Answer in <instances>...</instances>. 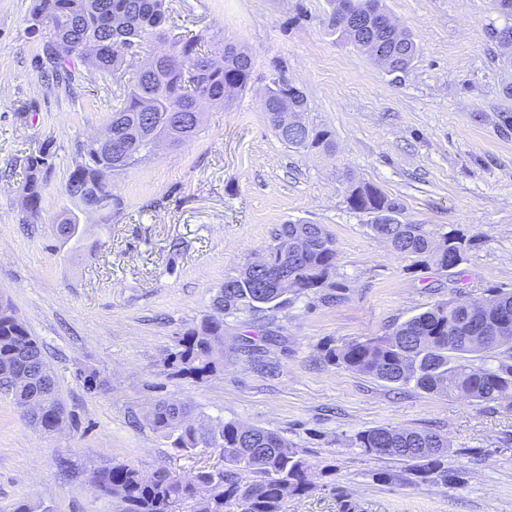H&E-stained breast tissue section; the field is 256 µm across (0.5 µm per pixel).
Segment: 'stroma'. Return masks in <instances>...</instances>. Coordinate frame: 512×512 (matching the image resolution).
<instances>
[{
    "mask_svg": "<svg viewBox=\"0 0 512 512\" xmlns=\"http://www.w3.org/2000/svg\"><path fill=\"white\" fill-rule=\"evenodd\" d=\"M33 0H0V302L42 345L71 415L47 436L0 395V512L19 501L53 512H122L98 498L93 471L119 461L143 474H189L221 463L208 448L174 455L136 426L158 400L189 404L201 419L278 431L308 453L312 489L285 498L282 512H512V410L459 394H427L325 362L326 345L386 333L435 301L512 288V62L490 37L502 18L489 0H385L419 53L402 75L339 41L328 0H166L170 34L190 32L216 47L233 42L254 61L248 89L229 108L203 104L198 134L162 146L116 179L122 198L108 224L82 218L63 241L55 219L76 141L106 128L112 93L130 75L86 74L85 95L47 91L28 36ZM279 65L307 97L310 122L331 131L333 154L283 144L261 109L260 90ZM57 157L34 225L20 223L25 161L43 141ZM398 199L400 221L433 238L460 229L467 261L448 277L398 254L349 209L348 180ZM321 224L335 240V304L300 298L276 312L277 338L259 323L227 319L219 370L199 381L166 364L183 331L213 314L225 279L265 254L278 225ZM263 345L271 373L254 368L244 340ZM93 369L100 389L77 372ZM376 426L446 436L463 487L378 480L400 461L350 447ZM71 461L60 473L58 458Z\"/></svg>",
    "mask_w": 512,
    "mask_h": 512,
    "instance_id": "1",
    "label": "stroma"
}]
</instances>
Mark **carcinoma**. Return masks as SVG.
<instances>
[{"label":"carcinoma","mask_w":512,"mask_h":512,"mask_svg":"<svg viewBox=\"0 0 512 512\" xmlns=\"http://www.w3.org/2000/svg\"><path fill=\"white\" fill-rule=\"evenodd\" d=\"M330 5L328 24L338 37L372 57L386 72L403 73L413 64L418 45L408 31L394 25L365 33L350 29L336 22L344 0H330ZM496 11L505 19L498 31H508L512 42V0H497ZM31 17L27 31L41 39L39 67L46 70L54 88L72 91L80 84L77 60L102 75L131 67L130 56L137 48L158 60L152 81L134 76L115 95L108 126L112 142H126L127 148L107 155L88 140L75 143L76 160L64 192L76 210H64L57 220L59 236L66 241L79 236V212L109 221L112 207L119 203L113 193L115 177L144 163L159 142L178 147L197 134L198 121L181 128L171 126L172 112L190 108L199 99L227 107L232 98L226 92L246 89L253 78L254 62L245 50L229 48L217 61L198 36H168L165 0H33ZM89 43L96 44L92 54L86 50ZM282 78V71L276 70L267 105L262 107L276 137L294 149L331 150L332 134L325 128L307 122L288 135L281 132L273 112L276 105L286 102L308 111L304 92L294 85L283 88ZM146 112L155 124L142 132L138 121ZM54 156L48 142L27 158L24 223L39 213ZM346 200L351 210L360 213L398 215L403 210L398 200L366 182L350 183ZM370 228L394 251L430 262L444 272L459 267L471 248V240L456 229L443 234L449 246L441 253L433 248L423 224H372ZM266 255L269 262L262 271L249 263L226 279L214 299L216 314L182 333L170 357V365L179 373L202 380L216 371L224 355L227 318L274 312L311 295L324 304L341 300L343 285L335 281V241L323 225H279ZM281 274L295 280L289 296L277 288ZM504 323L512 325V289L492 288L482 299L437 301L381 336L329 346L324 357L396 388L410 386L429 394L460 392L478 402L499 404L512 397V347L497 343V330ZM476 359L481 361L477 367ZM0 393L10 397L22 418L36 428L67 418L43 348L9 306L0 308ZM30 400L39 404L40 415L23 413ZM191 414L186 404L160 400L144 421L182 454L220 449L223 467L188 475L159 469L146 480L134 465L115 462L96 470V495L119 499L125 504L124 512H171L175 503L183 504L187 512H282L285 497L303 496L310 490L311 463L306 452L288 439L235 421L196 422ZM350 446L366 455L408 463L407 474L416 483L463 481L460 472L448 467V438L437 432L377 426L355 433Z\"/></svg>","instance_id":"carcinoma-1"}]
</instances>
